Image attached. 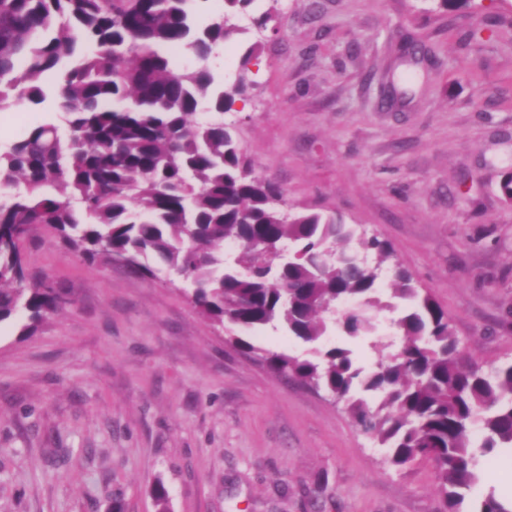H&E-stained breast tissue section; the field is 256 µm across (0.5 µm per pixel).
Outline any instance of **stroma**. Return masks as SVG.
Returning a JSON list of instances; mask_svg holds the SVG:
<instances>
[{
    "instance_id": "obj_1",
    "label": "stroma",
    "mask_w": 512,
    "mask_h": 512,
    "mask_svg": "<svg viewBox=\"0 0 512 512\" xmlns=\"http://www.w3.org/2000/svg\"><path fill=\"white\" fill-rule=\"evenodd\" d=\"M275 12L277 31L255 17ZM213 56L246 76L224 120L290 205L387 240L482 367L512 361V0H253ZM261 42L249 68L241 59ZM428 51L419 64L404 45ZM413 73L409 103L382 105ZM30 270L70 303L33 336L0 325V512H444L432 463L394 467L342 404L276 375L203 320L167 271L82 262L37 236ZM336 332L359 366L392 334ZM512 495V449L479 459L463 508Z\"/></svg>"
}]
</instances>
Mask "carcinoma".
<instances>
[{"mask_svg": "<svg viewBox=\"0 0 512 512\" xmlns=\"http://www.w3.org/2000/svg\"><path fill=\"white\" fill-rule=\"evenodd\" d=\"M190 2L0 0V110L42 103L53 81L66 128L32 125L0 149V323L22 316L19 335L33 336L70 303L29 273L23 244L40 228L89 263L178 272L193 307L235 347L344 404L390 464L433 462L446 512H461L477 481L474 432L485 452L512 448V363L485 371L463 362L448 313L393 261L390 243L292 209L256 173L224 123L246 76L218 91L207 66L242 33L236 19L253 0H223L203 27ZM165 48L200 65L179 68ZM276 247L292 248L288 263H275ZM386 267L391 297L405 306L365 370L326 337L376 331ZM266 327L314 345V356L234 333Z\"/></svg>", "mask_w": 512, "mask_h": 512, "instance_id": "1", "label": "carcinoma"}]
</instances>
